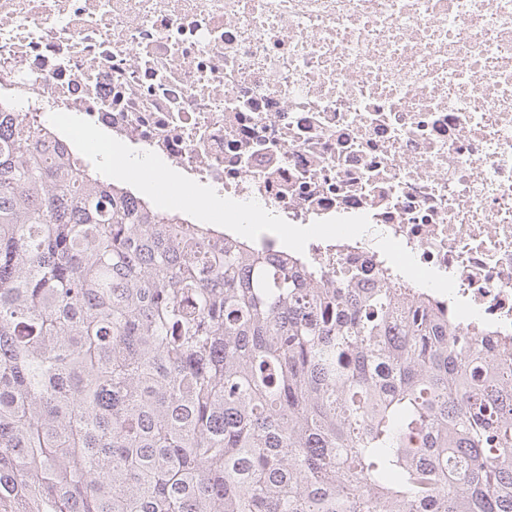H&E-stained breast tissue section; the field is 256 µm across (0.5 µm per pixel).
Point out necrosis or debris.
<instances>
[{"label": "necrosis or debris", "mask_w": 512, "mask_h": 512, "mask_svg": "<svg viewBox=\"0 0 512 512\" xmlns=\"http://www.w3.org/2000/svg\"><path fill=\"white\" fill-rule=\"evenodd\" d=\"M93 122L512 338V0H0V116L46 156Z\"/></svg>", "instance_id": "necrosis-or-debris-1"}]
</instances>
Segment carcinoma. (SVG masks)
<instances>
[{"label":"carcinoma","instance_id":"1","mask_svg":"<svg viewBox=\"0 0 512 512\" xmlns=\"http://www.w3.org/2000/svg\"><path fill=\"white\" fill-rule=\"evenodd\" d=\"M498 342L0 133V512H512Z\"/></svg>","mask_w":512,"mask_h":512}]
</instances>
